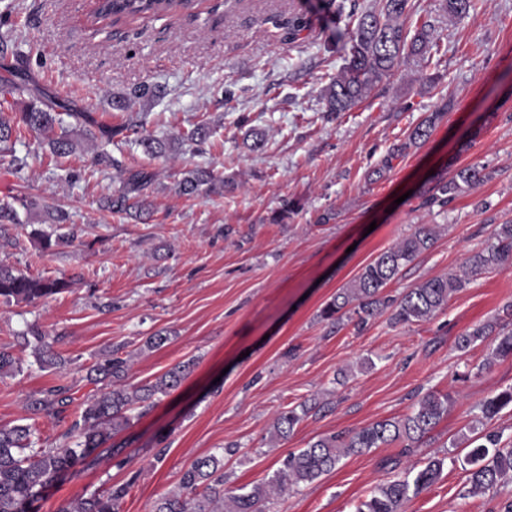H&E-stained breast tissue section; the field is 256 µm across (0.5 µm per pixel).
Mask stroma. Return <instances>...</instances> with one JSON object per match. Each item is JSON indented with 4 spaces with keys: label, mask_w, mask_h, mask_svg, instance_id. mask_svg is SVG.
<instances>
[{
    "label": "stroma",
    "mask_w": 512,
    "mask_h": 512,
    "mask_svg": "<svg viewBox=\"0 0 512 512\" xmlns=\"http://www.w3.org/2000/svg\"><path fill=\"white\" fill-rule=\"evenodd\" d=\"M411 5L407 27L430 21L437 50L409 60L352 111L330 113L321 91L350 53L346 13L379 11L381 0H345L341 16L320 0H242L206 23L167 17L120 25L115 35L92 34L88 0H0V79L120 128L106 152L155 175L153 212L136 220L101 208L120 182L116 170L93 171V151L55 158L28 134L15 144L27 160L22 172L0 161V200L26 196L64 210L80 236L43 255L27 232L0 226V264L70 283L45 301H0V349L22 363L0 377V426L22 423L27 396L52 385L83 400L92 389L85 368L106 350L135 353L133 385L193 363L179 387L120 434L119 457L78 466L36 512L126 482L121 512H153L197 458L230 444L238 450L224 458L226 484L249 487L288 453L404 416L430 390L454 404L411 454L393 446L345 457L313 483L270 497L265 512H355L377 486L434 456L444 460L439 480L402 512H494L512 499V477L471 493L454 447L481 403L512 387V359L489 361L481 342L457 347L459 336L502 317L512 268L474 277L425 322L394 325L386 311L361 326L319 316L362 266L418 225H431L437 240L387 286L389 295L460 272L512 218V0H475L474 12L456 20L442 0ZM291 16L303 20L292 34L282 26ZM144 85L156 97L113 108V98ZM442 104L448 110L427 142L408 146ZM138 117L158 138L200 121L215 132L203 152L152 157L127 127ZM254 130L264 137L255 151L247 141ZM400 145L405 154L393 157ZM451 163L494 177L448 207L426 206L433 177ZM197 166L223 172V193H176L175 173ZM72 170L77 179L66 180ZM285 199L297 210L269 223ZM32 327L63 368L39 366L22 339ZM156 334L166 343L144 349ZM466 370L470 379L457 381ZM303 402L312 411L275 440L277 415Z\"/></svg>",
    "instance_id": "1"
}]
</instances>
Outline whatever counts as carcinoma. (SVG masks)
Here are the masks:
<instances>
[{
  "instance_id": "obj_1",
  "label": "carcinoma",
  "mask_w": 512,
  "mask_h": 512,
  "mask_svg": "<svg viewBox=\"0 0 512 512\" xmlns=\"http://www.w3.org/2000/svg\"><path fill=\"white\" fill-rule=\"evenodd\" d=\"M199 0H98L90 15V25L97 27L103 18L112 23L122 20L147 21L162 16L196 20ZM472 0H443V10L452 19L469 15ZM411 10L410 0H382L378 12L356 18L351 29L350 55L336 77L323 88L321 97L328 112H348L367 98L376 83L392 75L410 58L423 56L430 49L433 26L425 21L414 32L406 29ZM14 105L0 108V157L9 158L15 172L26 166V158L13 153L9 144L22 133L36 134L38 146L49 149L51 155L65 157L86 144L112 140L122 131L99 122L89 112H69L72 122L66 124L60 116L61 104L49 99L37 88L14 84L8 90ZM441 115L435 111L419 123L398 149L402 153L412 146L426 142ZM210 137L205 123L190 128L166 140L149 132L142 133L138 145L152 156L177 151L188 144L202 149ZM93 164L112 167L119 172L120 187L106 197L102 208L110 212H125L142 217L152 209L146 190L154 181V173L145 168H124L104 151L93 156ZM176 181L179 194L187 197L224 191V177L214 170L195 167L179 172ZM494 172L484 166L467 165L455 170L445 179L439 177L426 198L429 204L446 206L457 197L493 179ZM39 248L49 251L77 239L74 231L53 235L40 229L31 230ZM436 239L435 231L421 225L398 245L378 253L355 275L350 285L340 289L320 310V317L333 323L357 318L363 323L377 312L391 310L395 324L427 321L448 305V298L462 290L470 277L512 265V219L497 225L491 241L474 252L467 261L464 273L438 276L424 280L397 299L383 294L384 289L401 270L419 255L430 250ZM69 287L62 279L32 276L0 266V299L6 302H32L64 292ZM27 344L33 346L36 361L43 368L61 364L45 337L37 330L30 331ZM490 340L494 359L512 358V329L488 322L459 337L457 347L464 351L475 341ZM131 355L116 352L95 357L87 369V381L96 389L80 404L64 441L56 448H38L33 420L41 415L58 416L73 402L70 389L53 385L28 396L26 410L30 422L12 427H0V512H31L35 502L60 477L73 472L79 463L95 464L92 455L99 448H108L110 456L120 453L112 439L129 428L133 412L153 404L155 397L166 395L178 387L190 368L182 363L169 369L155 381L142 386L127 387ZM22 371L12 353L0 350V377L14 376ZM454 402L446 393L428 391L403 418L376 421L355 431H343L324 436L308 447L291 452L282 466L265 481L247 492L233 494L224 489V454L232 448L196 459L182 474L178 490L162 496L154 512H262L261 504L275 492L297 490L313 483L336 469L342 458L362 455L373 448L401 444V453L408 454L435 429ZM512 406V387L486 399L480 406L478 420H490L504 408ZM310 407L301 404L280 413L274 422L275 435L286 439L309 413ZM484 442L469 449L463 463L468 465V481L472 492L488 489L498 480L512 475V448L502 446V435L489 432ZM443 460L433 458L414 474L401 480L389 481L377 487L369 498L360 502L355 512H401L404 502L433 485L440 477ZM130 485L121 484L105 493H93L78 501H64L56 512H120V505Z\"/></svg>"
}]
</instances>
